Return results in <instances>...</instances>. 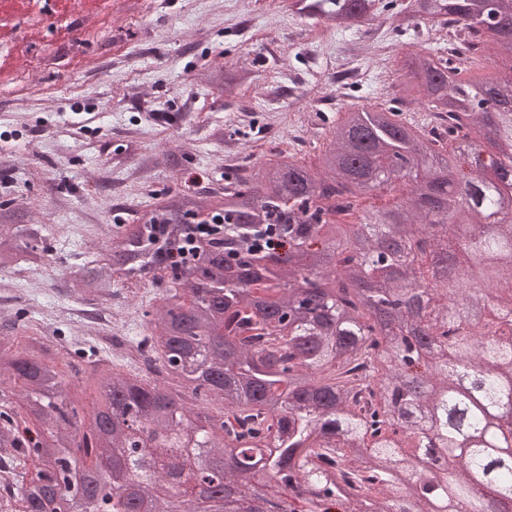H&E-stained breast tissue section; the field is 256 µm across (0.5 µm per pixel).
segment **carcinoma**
I'll use <instances>...</instances> for the list:
<instances>
[{"instance_id": "obj_1", "label": "carcinoma", "mask_w": 512, "mask_h": 512, "mask_svg": "<svg viewBox=\"0 0 512 512\" xmlns=\"http://www.w3.org/2000/svg\"><path fill=\"white\" fill-rule=\"evenodd\" d=\"M293 6L339 28L374 16L375 0ZM395 17L396 30L429 20L452 34L448 52L415 44L400 64L429 122L350 106L315 168L281 153L222 195L170 194L69 272L75 294L153 288L127 355L152 352L160 376L93 349L71 365L96 384L88 411L57 368L61 346L0 317V465L15 489L0 512H139L141 500L194 512L155 469L121 494L99 469L139 447L138 424L157 435L156 461L232 457L224 485L273 512H512V320L499 318L512 309V210L485 221L512 193V97L461 79L489 44L512 60V0H405ZM395 184L400 203L357 209ZM190 212L203 219L183 223ZM57 229L0 209V275L51 265ZM441 251L452 275L439 282ZM200 401L221 413H194Z\"/></svg>"}]
</instances>
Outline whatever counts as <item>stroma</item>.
<instances>
[{"instance_id": "stroma-1", "label": "stroma", "mask_w": 512, "mask_h": 512, "mask_svg": "<svg viewBox=\"0 0 512 512\" xmlns=\"http://www.w3.org/2000/svg\"><path fill=\"white\" fill-rule=\"evenodd\" d=\"M291 2L0 0L16 22L0 37V205L59 227L51 270L0 279V313L22 312L76 356L89 352V313L103 331L117 321L139 335L149 290L108 308L71 295L62 273L77 254L110 225L145 222L166 194L223 190L281 152L313 166L341 102L405 95L408 43H437L428 24L396 31L379 11L316 44L322 21ZM224 70L250 74L235 96L210 79Z\"/></svg>"}]
</instances>
